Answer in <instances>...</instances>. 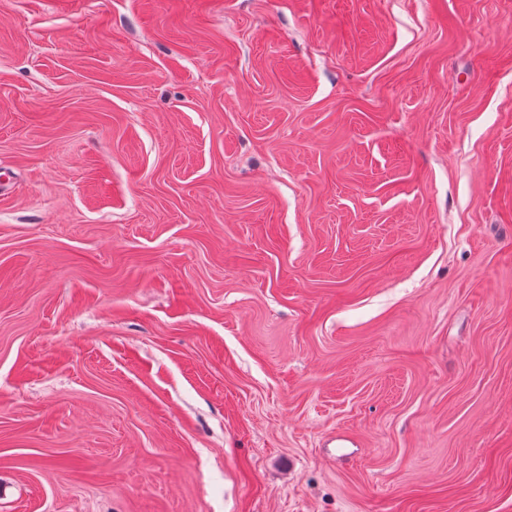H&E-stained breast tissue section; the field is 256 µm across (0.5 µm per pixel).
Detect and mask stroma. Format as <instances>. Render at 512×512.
<instances>
[{
  "label": "stroma",
  "mask_w": 512,
  "mask_h": 512,
  "mask_svg": "<svg viewBox=\"0 0 512 512\" xmlns=\"http://www.w3.org/2000/svg\"><path fill=\"white\" fill-rule=\"evenodd\" d=\"M0 512H512V0H0Z\"/></svg>",
  "instance_id": "obj_1"
}]
</instances>
